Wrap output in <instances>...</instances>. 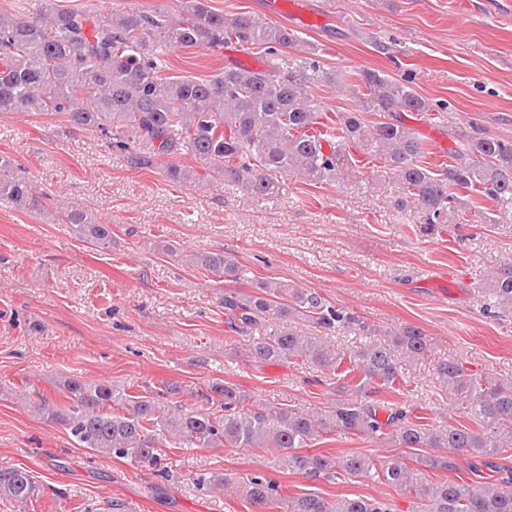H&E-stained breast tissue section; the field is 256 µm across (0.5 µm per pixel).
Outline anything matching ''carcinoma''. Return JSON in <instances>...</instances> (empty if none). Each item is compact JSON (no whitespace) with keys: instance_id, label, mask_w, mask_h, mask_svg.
I'll use <instances>...</instances> for the list:
<instances>
[{"instance_id":"carcinoma-1","label":"carcinoma","mask_w":512,"mask_h":512,"mask_svg":"<svg viewBox=\"0 0 512 512\" xmlns=\"http://www.w3.org/2000/svg\"><path fill=\"white\" fill-rule=\"evenodd\" d=\"M180 15L156 9L130 10L101 17L64 10L38 0L26 15L0 12V112L37 108L78 128L100 132L107 147L138 169L160 168L173 184L195 180L197 172L178 158L189 152L211 163L210 181L241 185L254 196L279 195L283 174H297L311 185L343 178L354 147L382 160V176L402 187L395 205L416 213V229L429 235L439 224L471 207L477 191L495 204L483 223L512 217V139L482 132H456L452 162L437 170L424 165L426 148L398 113L430 112L432 105L413 87L374 69L347 73L359 108L341 112L320 131L322 112L311 93L321 83L338 82L339 72L324 69L312 57L294 56L295 33L281 24L262 22L245 12L217 13L208 0H180ZM260 46L269 55L263 69L224 68L208 79L163 76V50H221L228 43ZM393 114L371 121L368 115ZM15 160L0 156V198L18 207L40 203L32 184L15 171ZM63 224L100 248L112 242V225L100 224L88 209L75 205L58 212ZM189 262L216 275L240 280L232 258L219 252L191 255ZM489 289L503 307H512V262L493 270ZM225 324L248 336L273 319L281 324L249 344L245 357L261 365L297 359L336 380L339 398L329 405L302 408L249 401L231 382H214L199 393L201 404L169 405L180 393L175 383L150 395H133L109 381L68 378L63 387L71 404L58 407L45 399L33 409L60 425L77 445L97 455L127 460L154 470L169 481L164 449L266 448L288 469L311 481L335 482L337 476L374 477L406 491L411 512H512V468L499 463L512 449V383L493 381L448 357L434 369L437 389L448 411L472 420L431 428L415 410L380 398L400 377V361L424 356L430 338L417 326H405L384 338L364 318L338 308L316 291L266 279L253 293L224 291ZM311 324L305 335L295 323ZM341 331L371 337L349 352L332 347ZM336 434L390 440L397 448H446L447 455L423 453L377 461L357 454H304L301 449ZM466 463L469 478L453 477ZM441 470L450 477L431 481ZM198 489L233 488L253 512L277 507L283 512H395L375 498L343 497L329 501L304 493L282 494L268 472L257 470L234 480L201 472ZM40 488L26 469L0 468V501L24 505Z\"/></svg>"}]
</instances>
